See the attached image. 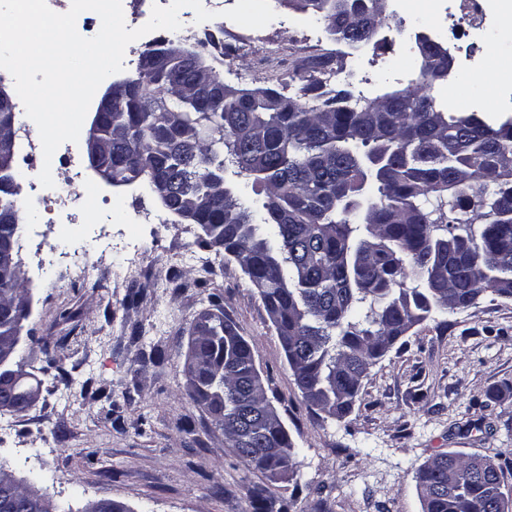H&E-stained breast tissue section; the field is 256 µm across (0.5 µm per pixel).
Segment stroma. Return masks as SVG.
Listing matches in <instances>:
<instances>
[{
	"label": "stroma",
	"instance_id": "1",
	"mask_svg": "<svg viewBox=\"0 0 512 512\" xmlns=\"http://www.w3.org/2000/svg\"><path fill=\"white\" fill-rule=\"evenodd\" d=\"M274 11L267 26L245 33L225 17L203 25L223 48L206 60L224 83L289 95L301 78L332 69L334 85L373 99L415 78L412 35L430 27L429 17L401 18L387 0L385 42L354 53L323 20L280 4ZM243 34L246 50L235 45ZM398 53L406 70L389 66ZM36 178H18L30 314L17 357L40 398L23 413L0 410V464L19 480L72 512L101 498L131 512H256L262 488L289 512H422L417 469L456 451L495 457L512 488V299L488 293L443 322L414 327L372 367L352 411L333 418L304 401L249 278L202 245L198 225L167 212L144 182H104L81 141L53 180L86 189L56 223H43L27 202ZM87 216L82 237L59 238V224ZM215 306L254 348L298 451L292 480L274 483L238 463L223 431L186 394L190 326ZM74 381L86 383L85 398L73 397Z\"/></svg>",
	"mask_w": 512,
	"mask_h": 512
}]
</instances>
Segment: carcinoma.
<instances>
[{"mask_svg":"<svg viewBox=\"0 0 512 512\" xmlns=\"http://www.w3.org/2000/svg\"><path fill=\"white\" fill-rule=\"evenodd\" d=\"M321 17L354 51L377 46L368 30L388 19L373 0H285ZM441 43L420 53L404 89L350 104L309 76L283 107L271 88L198 95L204 51L160 40L144 50L162 68L115 82L112 111L97 133L112 142V185L161 179L199 205L206 244L224 245L273 320L294 381L308 405L351 412L370 369L399 336L438 313L512 291V118L452 113L433 95ZM263 188V231L227 184L225 171ZM491 181L488 188L485 181ZM13 171L0 172V245L18 247L22 206ZM0 277V339L19 335L13 295ZM204 371L188 379L196 405L216 403L226 447L261 473L299 467L291 437L258 380L253 349L230 320L214 315L196 332ZM423 512H497L508 495L501 467L481 454L441 452L416 472ZM42 490L0 465V512Z\"/></svg>","mask_w":512,"mask_h":512,"instance_id":"carcinoma-1","label":"carcinoma"}]
</instances>
